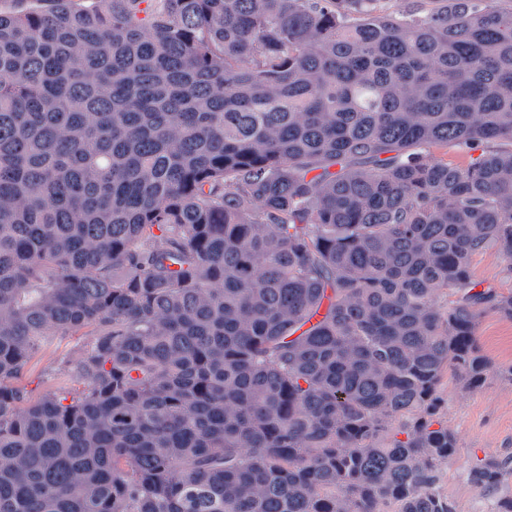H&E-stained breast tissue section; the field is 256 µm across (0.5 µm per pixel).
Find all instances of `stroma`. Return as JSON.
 <instances>
[{
  "instance_id": "stroma-1",
  "label": "stroma",
  "mask_w": 512,
  "mask_h": 512,
  "mask_svg": "<svg viewBox=\"0 0 512 512\" xmlns=\"http://www.w3.org/2000/svg\"><path fill=\"white\" fill-rule=\"evenodd\" d=\"M473 273L483 287L512 292V261L496 251L476 256ZM476 333L484 354L494 364H512V320L494 311L486 312ZM88 340L84 331L51 337L17 379V386L32 400L59 388L74 389L76 383L63 361L75 357ZM441 392L447 402L441 420L458 437V448L444 473V486L458 501L461 512H482L486 496L465 484L460 473L489 456L512 463V383L492 375L482 387L465 391L447 379Z\"/></svg>"
}]
</instances>
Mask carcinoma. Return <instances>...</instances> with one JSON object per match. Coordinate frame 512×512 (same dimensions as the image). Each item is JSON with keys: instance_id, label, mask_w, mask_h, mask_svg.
Wrapping results in <instances>:
<instances>
[{"instance_id": "obj_1", "label": "carcinoma", "mask_w": 512, "mask_h": 512, "mask_svg": "<svg viewBox=\"0 0 512 512\" xmlns=\"http://www.w3.org/2000/svg\"><path fill=\"white\" fill-rule=\"evenodd\" d=\"M46 2L0 13V512H458L442 382L512 383V6ZM511 262L495 250L486 251L473 260L475 279L481 288H496L504 294L512 291ZM476 333L484 354L496 365L512 364V321L488 311L479 319ZM88 333L84 330L73 336L51 337L14 384L24 389L32 400L50 390L78 388L79 384L69 376L62 362L79 353L91 338Z\"/></svg>"}]
</instances>
